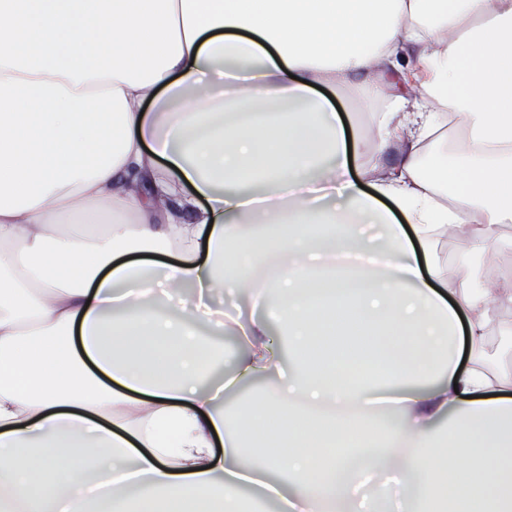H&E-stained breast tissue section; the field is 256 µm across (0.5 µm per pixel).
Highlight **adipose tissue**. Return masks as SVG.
Here are the masks:
<instances>
[{"instance_id": "adipose-tissue-1", "label": "adipose tissue", "mask_w": 512, "mask_h": 512, "mask_svg": "<svg viewBox=\"0 0 512 512\" xmlns=\"http://www.w3.org/2000/svg\"><path fill=\"white\" fill-rule=\"evenodd\" d=\"M511 223L512 0H0V512H512ZM333 102H337L336 112H338L337 107L341 109L338 113L349 130V137H361L369 141L372 136L371 120L367 112L363 111L355 95L349 91H337ZM499 240L495 241L490 248L491 258L488 266V274L494 276L498 267L511 260L512 263V224L502 226L499 231ZM511 263L505 266L499 275H512ZM462 250V242L459 239L442 241L437 245L436 257L441 264L448 265V272L453 273L458 268V254ZM511 317V325L509 318ZM502 320L506 321L511 326L507 331L498 333L488 341L486 347V357L491 364H496L500 360L511 357L512 358V311L502 312Z\"/></svg>"}]
</instances>
